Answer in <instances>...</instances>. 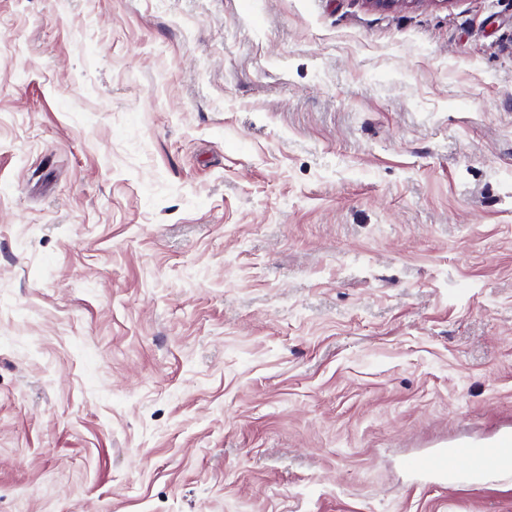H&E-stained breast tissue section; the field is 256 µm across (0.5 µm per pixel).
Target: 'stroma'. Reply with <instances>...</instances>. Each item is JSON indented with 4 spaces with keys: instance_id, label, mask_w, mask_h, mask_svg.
Here are the masks:
<instances>
[{
    "instance_id": "1",
    "label": "stroma",
    "mask_w": 512,
    "mask_h": 512,
    "mask_svg": "<svg viewBox=\"0 0 512 512\" xmlns=\"http://www.w3.org/2000/svg\"><path fill=\"white\" fill-rule=\"evenodd\" d=\"M512 0H0V512H512ZM404 466L441 487L479 488L493 475L512 473V433L504 432L483 444L451 442L447 447L407 457Z\"/></svg>"
}]
</instances>
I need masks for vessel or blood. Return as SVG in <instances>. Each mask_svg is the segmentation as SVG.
I'll list each match as a JSON object with an SVG mask.
<instances>
[{"label": "vessel or blood", "instance_id": "1", "mask_svg": "<svg viewBox=\"0 0 512 512\" xmlns=\"http://www.w3.org/2000/svg\"><path fill=\"white\" fill-rule=\"evenodd\" d=\"M404 466L412 474L441 487L479 488L493 475L512 473V433H502L483 444L455 441L409 456Z\"/></svg>", "mask_w": 512, "mask_h": 512}]
</instances>
